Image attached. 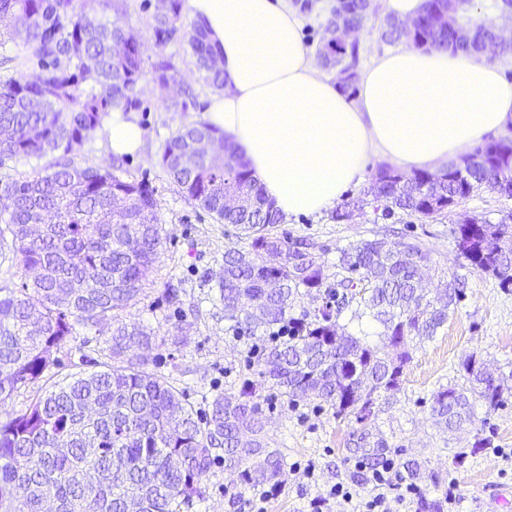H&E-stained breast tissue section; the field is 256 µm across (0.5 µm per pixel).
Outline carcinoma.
<instances>
[{
  "mask_svg": "<svg viewBox=\"0 0 512 512\" xmlns=\"http://www.w3.org/2000/svg\"><path fill=\"white\" fill-rule=\"evenodd\" d=\"M0 0L8 39L20 41L39 71L0 81V166L23 157L43 170L22 180H0V252L16 259L25 280L19 291L0 289V404L43 379L51 384L19 414L0 420V512H189L203 498L201 480L219 459L238 470L241 483L283 482L285 456L264 439L256 384L243 381L234 395L218 394L200 415L168 378L149 370L152 336L122 320L121 313L143 292L162 247L158 204L147 186L80 168L74 151L103 127L112 109L141 108L146 75L166 107L186 111L195 94L179 82L171 56L145 68L140 36L126 22L121 0ZM185 0H161L153 16L155 43L182 34L206 85L224 88V71L197 23L183 31ZM376 5L347 0V14L330 13L323 63L337 69L338 82L353 92L358 43H345L335 28L357 29ZM494 12L496 4L456 0V17ZM492 29L475 27L460 45L448 38V0H426L413 33L386 21L382 38H401L425 52L451 49L484 54ZM215 144L212 156L187 167L180 157L196 139ZM486 158L465 171L410 177L383 174L364 197L397 211L431 216L458 205L482 183L512 197V139L485 148ZM162 165L184 197L225 224L234 225L243 248L224 253L220 300L229 327L254 334L290 324L288 336L264 350L257 364L263 382L291 401L315 398L338 416L363 423L375 395L398 388L414 339L430 340L448 323L460 296L450 284L428 299L420 292V266L428 263L422 243L363 240L341 252V278L323 287L320 246L288 241L272 233L281 216L224 136L205 120L184 124L169 139ZM241 198L224 206V197ZM458 254L469 265L512 285V224L475 220L453 230ZM275 278L278 288L266 287ZM323 290L324 305L302 318L289 312L302 292ZM370 318L381 326L379 342L367 341L339 324ZM112 322V363L53 380L54 349L77 337V327ZM468 385L436 392L432 416L453 432L473 423L474 404L489 410L503 403L504 385L485 363L463 364ZM254 446H238L242 430Z\"/></svg>",
  "mask_w": 512,
  "mask_h": 512,
  "instance_id": "obj_1",
  "label": "carcinoma"
}]
</instances>
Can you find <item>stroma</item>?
<instances>
[{"label":"stroma","mask_w":512,"mask_h":512,"mask_svg":"<svg viewBox=\"0 0 512 512\" xmlns=\"http://www.w3.org/2000/svg\"><path fill=\"white\" fill-rule=\"evenodd\" d=\"M156 4L157 0H125L126 18L141 33L145 62L154 61L160 52L175 56L196 99L187 111L170 112L151 80L141 84L143 106L136 117L145 132L144 149L124 156L121 174L152 190L167 241L143 295L123 316L151 329L154 371L169 377L203 412L207 398L238 392L244 379H256L258 367L250 354L253 339L230 329L219 297L224 253L239 245L237 231L185 199L161 164L166 141L181 125L204 118L214 91L200 79L183 40L156 47L151 31ZM510 212L512 198L481 187L447 213L432 217L398 212L385 218L359 206L348 221H335L326 211L278 224L277 233L321 245L319 261L326 284L336 281V262L343 249L366 239L395 243L415 238L425 245L429 265L437 271L427 282L428 291L445 280L462 288L463 295L438 335L415 343L399 388L381 393L364 423L337 416L331 406L313 398L291 402L272 388L263 390L260 408L266 436L287 463L300 465L299 470L286 471L280 493L264 503L263 512H305L312 498L338 483L369 494L372 486L360 462L387 459L395 471L409 465L416 472L419 498L407 512H419L423 500L443 501L452 481L457 484L460 512H512V463L496 454L497 449L512 448V394L494 411L475 405L474 424L452 433L431 415L435 392L462 384V364L469 356L497 368L512 386V287L471 269L458 257L453 235L465 216L495 224ZM171 284L181 291V306L164 298ZM109 335L106 326L83 329L78 339L54 350L56 377L96 370L104 360ZM177 335L187 337V344H172ZM308 466L314 468V477L306 476ZM203 484L205 497L192 512H248L254 492L242 487L223 462H216Z\"/></svg>","instance_id":"obj_1"}]
</instances>
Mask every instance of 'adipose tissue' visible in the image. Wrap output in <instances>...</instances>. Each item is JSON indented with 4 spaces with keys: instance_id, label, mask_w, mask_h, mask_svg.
I'll return each instance as SVG.
<instances>
[{
    "instance_id": "ef3b65f1",
    "label": "adipose tissue",
    "mask_w": 512,
    "mask_h": 512,
    "mask_svg": "<svg viewBox=\"0 0 512 512\" xmlns=\"http://www.w3.org/2000/svg\"><path fill=\"white\" fill-rule=\"evenodd\" d=\"M224 69L207 121L237 148L285 217L322 213L377 159L447 169L485 134L512 124V82L480 55L402 48L377 56L354 95L323 74L287 0H188ZM113 155L139 152L144 131L116 108Z\"/></svg>"
}]
</instances>
